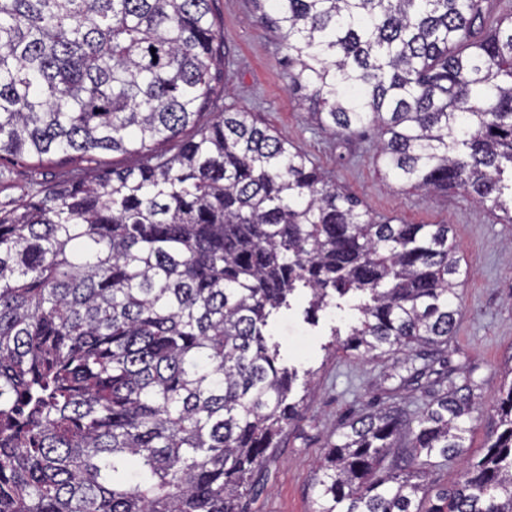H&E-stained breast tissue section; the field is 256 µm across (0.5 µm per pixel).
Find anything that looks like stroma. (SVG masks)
Returning <instances> with one entry per match:
<instances>
[{
  "mask_svg": "<svg viewBox=\"0 0 512 512\" xmlns=\"http://www.w3.org/2000/svg\"><path fill=\"white\" fill-rule=\"evenodd\" d=\"M212 10L225 53L224 68L212 82L220 110L255 113L328 179L356 195L373 216H393L402 224L451 225L463 281V312L451 344L478 365L485 379L483 410L468 436L471 452H479L495 425L493 404L512 356V224L460 192L426 193L385 177L375 131L342 141L306 111L288 86L286 52L252 0H214ZM64 171L56 163L1 160L0 206L18 203L30 182L55 186ZM306 305L305 298L293 299L291 309L272 326L286 365L308 373L309 379L293 387L301 417L288 424L278 447L268 450L260 484L248 499L250 512H310L311 482L326 440L356 404L376 394L391 364L387 358L363 359L335 350L332 330L345 327L349 308H327L311 325L304 320Z\"/></svg>",
  "mask_w": 512,
  "mask_h": 512,
  "instance_id": "stroma-1",
  "label": "stroma"
}]
</instances>
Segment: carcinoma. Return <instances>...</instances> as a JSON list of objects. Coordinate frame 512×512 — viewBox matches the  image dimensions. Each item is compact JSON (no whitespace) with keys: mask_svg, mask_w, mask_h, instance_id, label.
Masks as SVG:
<instances>
[{"mask_svg":"<svg viewBox=\"0 0 512 512\" xmlns=\"http://www.w3.org/2000/svg\"><path fill=\"white\" fill-rule=\"evenodd\" d=\"M211 2L0 0V159L70 166L0 209V512H245L297 414L270 334L296 294L308 319L360 298L337 349L392 359L391 401L326 441L313 512H512V379L466 456L484 380L451 360L449 225L377 221L252 113L213 111ZM486 2L253 0L319 125L376 126L393 181L511 224L512 3Z\"/></svg>","mask_w":512,"mask_h":512,"instance_id":"obj_1","label":"carcinoma"}]
</instances>
